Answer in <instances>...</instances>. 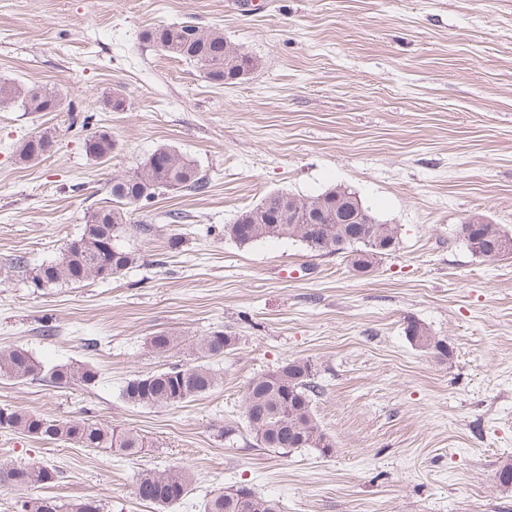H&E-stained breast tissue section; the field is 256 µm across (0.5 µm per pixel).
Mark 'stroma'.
I'll use <instances>...</instances> for the list:
<instances>
[{"instance_id": "1", "label": "stroma", "mask_w": 512, "mask_h": 512, "mask_svg": "<svg viewBox=\"0 0 512 512\" xmlns=\"http://www.w3.org/2000/svg\"><path fill=\"white\" fill-rule=\"evenodd\" d=\"M186 21L222 29L257 69L217 86L142 37ZM1 80L51 87L65 108L0 105V347L89 363L97 380L2 376L0 408L149 442L127 458L0 429V463L58 472L26 493L154 512L136 477L177 465L197 481L172 512H203L236 483L280 512H512L496 478L512 461V258L478 257L459 233L476 213L512 232V0H0ZM47 128L49 156H14ZM98 129L115 143L105 159L84 151ZM160 147L192 160L207 193L130 207L121 244L136 262L122 275L34 287L29 269L58 257L87 211L110 204L113 177ZM335 187L398 227L396 250L368 272L297 240L224 236L268 194ZM173 210L180 223L167 222ZM411 321L449 357L418 347ZM217 330L236 343L210 361L214 389L178 407L121 399L130 378L197 363V339ZM160 331L179 338L169 353L150 347ZM289 359L318 368L330 456L220 435L243 427L247 382Z\"/></svg>"}]
</instances>
